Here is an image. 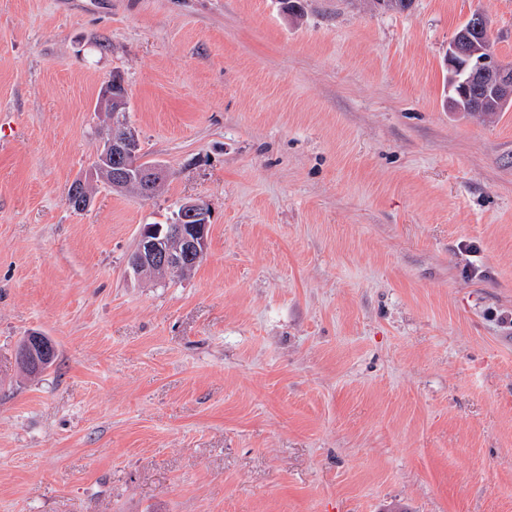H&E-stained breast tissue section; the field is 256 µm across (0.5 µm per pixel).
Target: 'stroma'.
<instances>
[{
  "label": "stroma",
  "instance_id": "obj_1",
  "mask_svg": "<svg viewBox=\"0 0 512 512\" xmlns=\"http://www.w3.org/2000/svg\"><path fill=\"white\" fill-rule=\"evenodd\" d=\"M478 10L512 62V0H0V512H512V109L446 102ZM116 73L167 177L77 212ZM187 199L204 258L138 277ZM25 337L23 338L22 342L25 340ZM53 355L54 347L52 343L48 342L46 339H44L43 336L38 334L27 336L19 351L21 362L32 374H39L43 364L45 362L51 361ZM54 361L55 355L49 366H52Z\"/></svg>",
  "mask_w": 512,
  "mask_h": 512
}]
</instances>
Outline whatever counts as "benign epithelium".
Masks as SVG:
<instances>
[{
	"instance_id": "obj_1",
	"label": "benign epithelium",
	"mask_w": 512,
	"mask_h": 512,
	"mask_svg": "<svg viewBox=\"0 0 512 512\" xmlns=\"http://www.w3.org/2000/svg\"><path fill=\"white\" fill-rule=\"evenodd\" d=\"M468 55L476 60L487 86L494 91L496 107H512V67L490 55L485 43L454 40L448 55ZM127 97L112 88V83L102 87L97 109L114 117L107 129L97 160L83 178L70 188L72 204L80 210L87 209L97 180L106 182L115 190L132 189L139 196L157 193L165 171L154 165H141L137 160L138 139L135 133L116 120L127 111ZM209 211L197 200L181 202L169 223L144 224L140 228L137 244L128 258V266L137 276H148L169 270L186 272L201 261L208 248ZM54 347L44 337L33 334L26 338L19 351L25 368L33 374L40 373L44 363L52 360Z\"/></svg>"
}]
</instances>
